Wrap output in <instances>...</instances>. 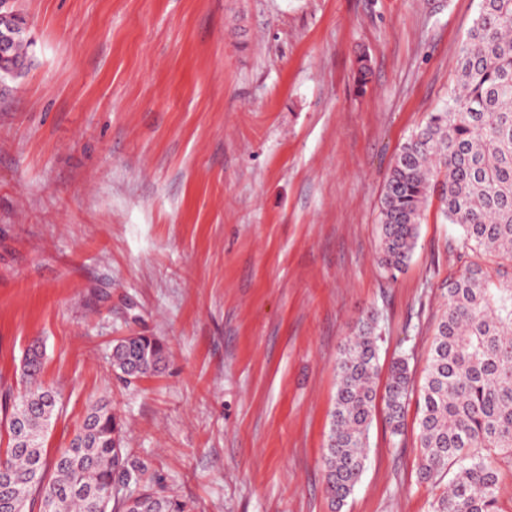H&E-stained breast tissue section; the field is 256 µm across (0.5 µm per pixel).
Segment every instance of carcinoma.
<instances>
[{
    "label": "carcinoma",
    "instance_id": "carcinoma-1",
    "mask_svg": "<svg viewBox=\"0 0 512 512\" xmlns=\"http://www.w3.org/2000/svg\"><path fill=\"white\" fill-rule=\"evenodd\" d=\"M448 101L396 154L380 198L379 261L394 277L409 262L429 200L461 233L450 245L458 264L432 340L420 387L418 477L454 472L434 512H499L500 463L512 462V0H481L457 60ZM378 316L367 312L340 350L336 398L322 463L325 493L340 507L359 483L369 433L382 398L385 422L404 434L413 371L404 357L378 394ZM166 358L151 336H128L112 349V369L140 377ZM42 351L29 349L26 392L6 412L0 456V512L39 501V512H188L186 502L140 488L142 469L122 448L105 400L93 404L70 445L48 466L44 437L57 393L41 381Z\"/></svg>",
    "mask_w": 512,
    "mask_h": 512
}]
</instances>
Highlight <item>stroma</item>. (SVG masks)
Returning <instances> with one entry per match:
<instances>
[{
    "label": "stroma",
    "mask_w": 512,
    "mask_h": 512,
    "mask_svg": "<svg viewBox=\"0 0 512 512\" xmlns=\"http://www.w3.org/2000/svg\"><path fill=\"white\" fill-rule=\"evenodd\" d=\"M30 64L0 77V394L44 352L48 456L109 401L131 458L191 512H433L410 399L324 492L336 361L375 309L379 364L420 372L456 269L431 199L378 263L393 159L456 84L480 0H12ZM366 55V84L357 58ZM157 338L125 381L116 340ZM165 358V347L155 338L128 336L112 349V369L123 376L140 377L158 371Z\"/></svg>",
    "instance_id": "obj_1"
}]
</instances>
